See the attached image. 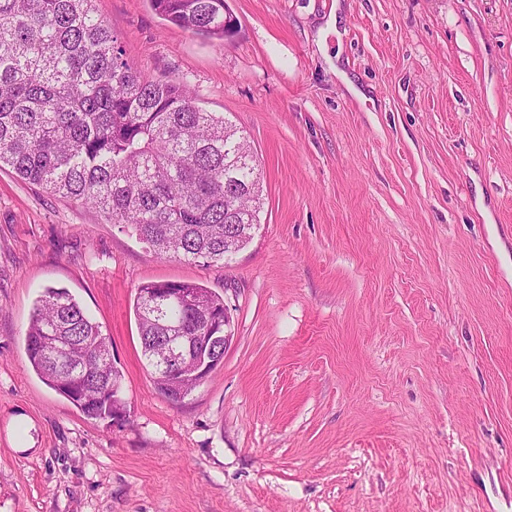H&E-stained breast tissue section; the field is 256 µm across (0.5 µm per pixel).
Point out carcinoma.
Returning <instances> with one entry per match:
<instances>
[{
  "label": "carcinoma",
  "instance_id": "obj_1",
  "mask_svg": "<svg viewBox=\"0 0 512 512\" xmlns=\"http://www.w3.org/2000/svg\"><path fill=\"white\" fill-rule=\"evenodd\" d=\"M93 0H0V169L131 227L162 256L218 263L224 233L259 223L263 188L247 136L206 112L180 82L145 78L126 58ZM164 19L194 34L228 33L225 0H149ZM160 288H189L193 305H152ZM224 299L193 282H155L134 302L142 354L166 398L203 384L192 367L177 386L158 377L163 336L199 338L211 365L224 344H208L199 309ZM41 380L91 419L125 406L110 343L65 288H47L26 331Z\"/></svg>",
  "mask_w": 512,
  "mask_h": 512
}]
</instances>
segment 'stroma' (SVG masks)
<instances>
[{
    "label": "stroma",
    "instance_id": "stroma-1",
    "mask_svg": "<svg viewBox=\"0 0 512 512\" xmlns=\"http://www.w3.org/2000/svg\"><path fill=\"white\" fill-rule=\"evenodd\" d=\"M93 4L244 131L264 206L231 262L188 264L0 170V512H512V0H226L221 41ZM164 281L233 333L178 403L134 315ZM48 287L110 341L126 421L31 367Z\"/></svg>",
    "mask_w": 512,
    "mask_h": 512
}]
</instances>
